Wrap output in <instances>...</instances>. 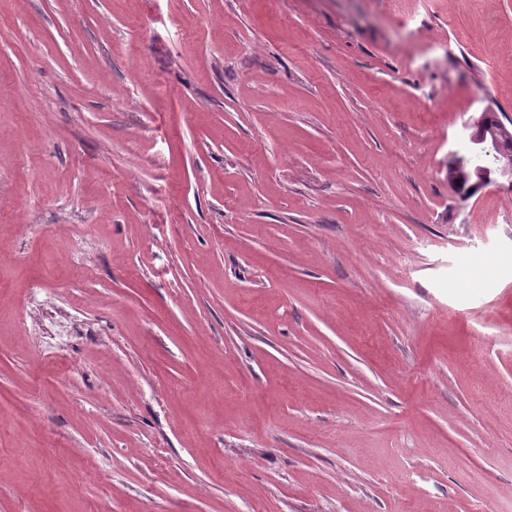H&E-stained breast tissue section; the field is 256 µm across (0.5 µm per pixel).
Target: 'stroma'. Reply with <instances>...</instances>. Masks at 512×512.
Returning a JSON list of instances; mask_svg holds the SVG:
<instances>
[{
    "label": "stroma",
    "instance_id": "stroma-1",
    "mask_svg": "<svg viewBox=\"0 0 512 512\" xmlns=\"http://www.w3.org/2000/svg\"><path fill=\"white\" fill-rule=\"evenodd\" d=\"M512 0H0V512H512ZM498 161V162H497ZM497 166L496 170L492 173L490 170H481L483 165L477 164L476 167L480 168L476 171L479 177L477 184L486 187L489 185H500L501 180L506 179L508 185H512V153L504 154L502 158L496 156ZM453 164H461L460 160L452 159L448 163V181H452L457 189L458 193L463 198H469L475 195L480 189V187L475 186L474 182L476 181V176L474 169L467 166L466 164H461L464 169H454L451 167ZM456 180H459V184H456Z\"/></svg>",
    "mask_w": 512,
    "mask_h": 512
}]
</instances>
